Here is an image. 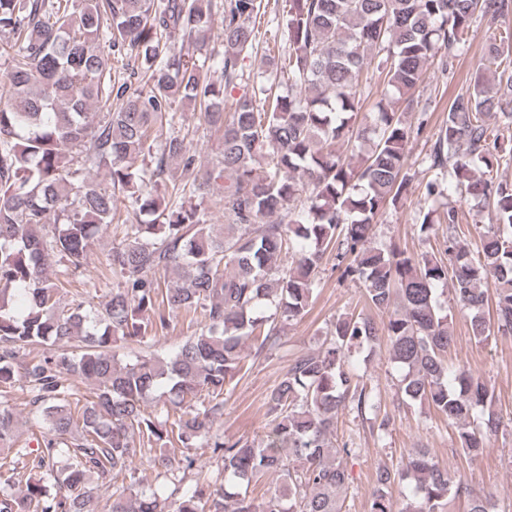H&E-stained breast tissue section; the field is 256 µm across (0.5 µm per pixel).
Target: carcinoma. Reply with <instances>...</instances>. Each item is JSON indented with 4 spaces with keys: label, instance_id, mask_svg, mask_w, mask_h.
I'll list each match as a JSON object with an SVG mask.
<instances>
[{
    "label": "carcinoma",
    "instance_id": "1",
    "mask_svg": "<svg viewBox=\"0 0 512 512\" xmlns=\"http://www.w3.org/2000/svg\"><path fill=\"white\" fill-rule=\"evenodd\" d=\"M215 7L214 0H0V58L10 64L0 106V390L27 392L48 424L36 449L19 448L16 417L0 405V454H13V463L29 457L44 470L33 481L12 468L25 489L1 498L0 512H98L87 474H123L137 459L172 474L175 440L212 449L217 473L206 486L179 479L165 498L114 494L108 512H342L351 449L336 446L339 414L377 409L352 354L382 339L402 370L403 397L457 424L465 454H481L502 430L485 382L448 368L451 316L436 290L451 283L475 338L512 334V181L486 177L512 163V32L487 47L496 82L478 77L449 101L425 159L417 220L427 239L435 225H448L439 255L417 259L369 240L377 217L403 204L413 179L405 118L412 93L429 67L448 68L473 23L512 22V0H286L287 57L262 66L288 83V93L261 85L229 104L196 54L219 19L224 86L243 79L240 59L257 49L263 6ZM373 62L385 90L373 105V128H356ZM183 101L223 132L216 163L204 172L190 134L175 130L174 104ZM340 143L351 156L337 152ZM218 180L229 223L205 224L192 199ZM454 187L490 209L476 258L459 231L462 216L446 202ZM121 198L154 219L124 225L108 250L119 284L98 302L88 295L60 306ZM329 261L360 281L365 303L387 319H338L325 348L296 356L270 393L265 437L224 439L216 420L246 346L280 345L258 305H274L284 320L302 316ZM159 270L174 275L165 287L153 277ZM181 311L200 313L203 327L171 356L152 351V333ZM119 342L139 352L121 364ZM38 347L18 362L21 351ZM68 375L86 382L89 394L75 396ZM160 401L169 405L162 419L145 410ZM270 474L282 483L261 508L248 489ZM372 496L371 512H454L459 502L464 512H498L494 494L452 478L424 448L378 468Z\"/></svg>",
    "mask_w": 512,
    "mask_h": 512
}]
</instances>
